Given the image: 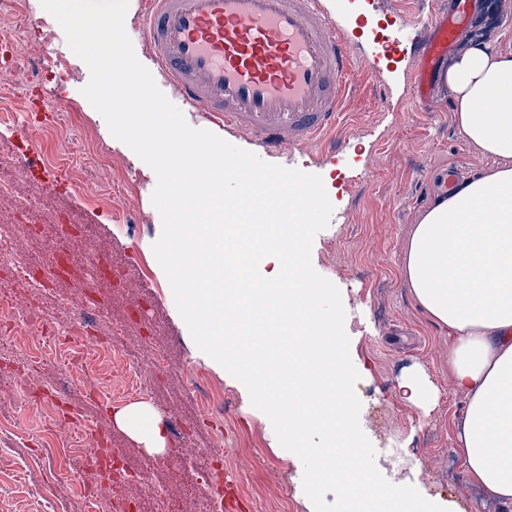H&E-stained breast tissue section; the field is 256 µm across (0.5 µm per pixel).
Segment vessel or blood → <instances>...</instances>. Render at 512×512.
<instances>
[{"label": "vessel or blood", "mask_w": 512, "mask_h": 512, "mask_svg": "<svg viewBox=\"0 0 512 512\" xmlns=\"http://www.w3.org/2000/svg\"><path fill=\"white\" fill-rule=\"evenodd\" d=\"M467 0L435 14L414 75L417 97L431 89L466 18ZM152 53L168 86L214 125L244 132L267 151L308 144L333 127L354 77L347 35L334 27L322 0H145ZM18 159L55 192L61 175L38 165L36 148L19 131ZM56 238L39 272L60 273L59 257L78 249Z\"/></svg>", "instance_id": "obj_1"}]
</instances>
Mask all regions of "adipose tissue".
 <instances>
[{
	"mask_svg": "<svg viewBox=\"0 0 512 512\" xmlns=\"http://www.w3.org/2000/svg\"><path fill=\"white\" fill-rule=\"evenodd\" d=\"M466 140L497 165L455 185L422 215L403 280L416 303L448 328V368L466 399L458 454L470 480L512 501V54L473 44L441 75ZM116 424L149 453L164 452L159 416L116 411Z\"/></svg>",
	"mask_w": 512,
	"mask_h": 512,
	"instance_id": "1",
	"label": "adipose tissue"
}]
</instances>
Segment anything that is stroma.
I'll return each mask as SVG.
<instances>
[{
    "mask_svg": "<svg viewBox=\"0 0 512 512\" xmlns=\"http://www.w3.org/2000/svg\"><path fill=\"white\" fill-rule=\"evenodd\" d=\"M325 10L349 38L357 80L344 99L342 115L322 143L271 155V163L320 175L334 212L329 226L313 241L314 269L341 292L350 356L359 374L360 425L376 450V466L392 483L413 485L450 512H512L511 502L491 500L467 476L457 456L455 422L464 399L448 370L451 338L415 302L402 278L406 248L425 209L441 194L448 170L459 180L495 167L493 158L470 144L455 117L456 103L443 82L419 101L412 75L418 67L414 45L431 15L448 10L451 0H323ZM142 0H129L125 29L139 61L156 84L164 79L151 56L142 25ZM0 25L23 29L17 53L0 70V83L20 87L7 111L27 114L33 101L23 94L36 71L58 72L46 83L43 100L55 103L54 127L33 125L31 136L48 152L95 149L96 162L85 169L100 193L87 199L70 193L50 199L51 208L82 226L74 262L111 253L120 280H101L98 290L109 304V320L126 327L121 338L129 361L140 369L144 397L161 421L177 418L186 454L207 457L224 446V468L236 477L226 489L231 512H314L302 487L303 464L280 446L272 424L256 409L246 387L201 352L174 303L169 281L152 246L162 232L151 197L157 178L128 146L115 139L102 115L83 96L87 65L70 49L65 33L40 0H21L0 13ZM404 26L399 54L388 58L374 47L375 34ZM480 41L512 53V0H470L468 24L454 50ZM0 173L12 176L15 195L0 199V222H13V250L28 253L48 246L31 225L16 223V202L43 195L40 182L19 163L11 128L0 126ZM166 353L168 368L158 373L144 355ZM194 370L205 382L223 388L222 418L204 414L184 393L181 374ZM423 372L437 390V402L422 409L403 400L401 377ZM65 373L52 360L24 375L0 370V413L12 417L13 430L0 432V503L7 512H87L76 492L89 469L83 454L70 463L54 461L42 437L48 416L28 404L21 388L34 391L61 385ZM68 402L123 449L126 463L148 470L149 480L167 486L169 498L155 512H202L204 504L192 475L172 477L153 466L144 445L120 429L117 404L70 388Z\"/></svg>",
    "mask_w": 512,
    "mask_h": 512,
    "instance_id": "stroma-1",
    "label": "stroma"
}]
</instances>
